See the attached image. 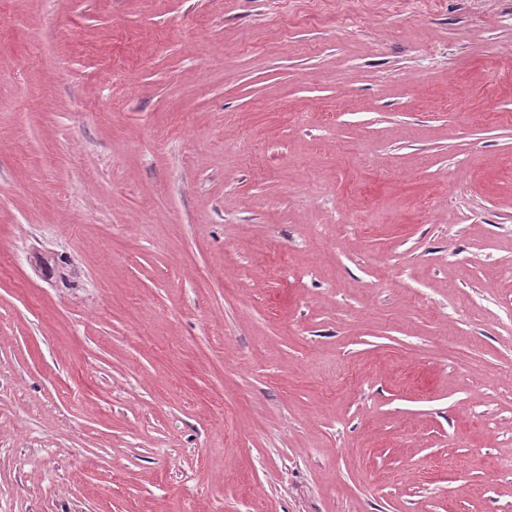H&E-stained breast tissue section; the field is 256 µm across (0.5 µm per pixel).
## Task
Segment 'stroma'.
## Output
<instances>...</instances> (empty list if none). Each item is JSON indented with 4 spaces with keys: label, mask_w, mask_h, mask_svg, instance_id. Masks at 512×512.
<instances>
[{
    "label": "stroma",
    "mask_w": 512,
    "mask_h": 512,
    "mask_svg": "<svg viewBox=\"0 0 512 512\" xmlns=\"http://www.w3.org/2000/svg\"><path fill=\"white\" fill-rule=\"evenodd\" d=\"M0 512H512V0H0Z\"/></svg>",
    "instance_id": "stroma-1"
}]
</instances>
